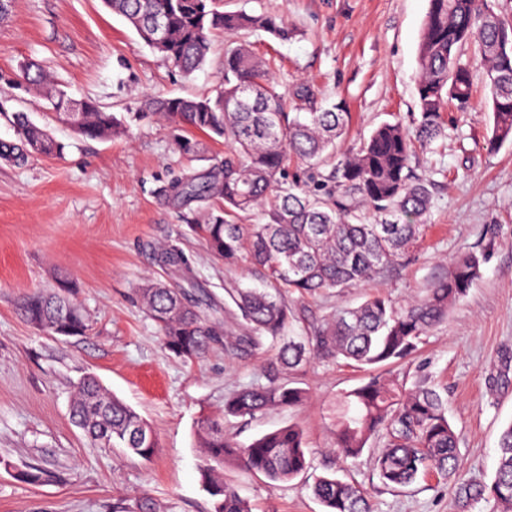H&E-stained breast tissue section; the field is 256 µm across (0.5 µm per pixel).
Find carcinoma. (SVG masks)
I'll return each instance as SVG.
<instances>
[{"label": "carcinoma", "mask_w": 512, "mask_h": 512, "mask_svg": "<svg viewBox=\"0 0 512 512\" xmlns=\"http://www.w3.org/2000/svg\"><path fill=\"white\" fill-rule=\"evenodd\" d=\"M133 28L139 40L168 64L190 75L207 60L212 37L263 31L286 41L293 31L266 15L225 12L221 0H102ZM164 18L166 38L154 33ZM478 48L489 93L492 137L489 148L512 140V23L494 10L492 0H429L417 47V112L411 125L384 122L359 146L342 150L349 113L341 103L311 112H290L272 83L269 64L244 43L224 51V84L214 97H168L151 102L168 120L224 139V163L206 173L168 184L164 196L184 202L224 200V208L197 225L207 249L226 265L247 255L262 287H236L228 295L238 310L240 331L231 336L224 323L185 288L148 279L137 289L142 308L158 328L163 345L186 360L202 358L215 344L244 352L264 342L276 349L283 370L296 371L308 359L344 361L356 366L410 364L424 338L447 322L481 275L482 252L457 256L447 273L432 280L422 295L395 302L368 295L313 327L292 336L298 318L288 298L311 297L355 287L411 257L423 238L431 209L428 180L412 167L416 147L446 135L444 112L450 103L467 108L472 99L470 64L463 48ZM27 84L47 100L59 120L80 113L75 130L85 138L107 139L123 132L121 121L91 100H76L34 63L24 68ZM18 143L0 144V156L42 157L63 154L64 145L26 113L17 112ZM312 170L313 183L289 173L292 160ZM329 166L324 175L320 169ZM261 209L264 222L239 224L242 212ZM156 263L180 269L184 253L160 249ZM72 283L34 292L21 301V316L55 336H83L88 323L70 297ZM409 372L376 374L336 398L335 447L345 458L359 457L373 438L384 440L374 469L387 487H405L418 477L456 474L458 437L448 420V401L421 377L407 386ZM73 421L95 445L126 448L148 460L156 448L151 427L131 406L105 391L93 375L75 387ZM306 389L275 375L265 384L237 390L224 400V415L204 421L199 472L212 499V512H251L249 503L224 482V465L272 482H285L310 467V452L296 424L263 433L241 444L224 432V417L254 419L269 411L301 405ZM491 482L458 481L455 495L464 507L494 502L512 512V422L501 432ZM312 492L324 512H373L362 487L328 473L316 478Z\"/></svg>", "instance_id": "1"}]
</instances>
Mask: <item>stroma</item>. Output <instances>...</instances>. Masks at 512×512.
Masks as SVG:
<instances>
[{
	"label": "stroma",
	"mask_w": 512,
	"mask_h": 512,
	"mask_svg": "<svg viewBox=\"0 0 512 512\" xmlns=\"http://www.w3.org/2000/svg\"><path fill=\"white\" fill-rule=\"evenodd\" d=\"M223 9L288 22L295 35L286 41L262 31L237 38L270 61L278 92L304 83L316 99L341 102L351 142L415 111L428 0H223ZM227 42L216 36L203 68L187 78L100 0H13L0 23V143L15 141L12 116L25 112L64 145L58 158L0 160V512H137L146 498L156 512H211L198 471L200 423L223 411L225 396L262 380L276 351L266 343L233 354L219 344L199 362L176 357L133 294L154 277L204 289L220 304L227 289L256 282L248 259L224 265L193 230L204 212L222 209V200L185 203L159 194L221 163L223 142L148 108L156 96L216 95ZM31 59L75 99L91 98L115 113L124 135L91 141L58 123L28 91L21 67ZM484 106L480 91L468 111L448 107L447 137L416 153L413 167L431 181L433 200L411 258L376 280L291 305L301 313L294 332L303 335L336 307L357 305L368 294L419 295L458 253L485 251L481 279L426 338L417 361L448 398L460 475L488 483L500 434L512 423V142L489 148ZM184 137L201 143L200 156L179 150ZM161 245L179 248L189 272L156 265L153 252ZM62 275L73 280L72 298L88 319L84 336L47 335L18 312L25 294L56 289ZM87 373L151 425V459L90 444L72 423L73 385ZM368 377L351 365L312 360L289 375L309 393L303 405L246 423L225 420V432L242 443L298 424L311 450L308 473L284 483L225 466V481L252 512H323L310 486L329 472L366 489L375 512H462L438 476L384 487L371 463L380 440L358 458H339L332 405ZM31 467L44 471L41 482L21 480Z\"/></svg>",
	"instance_id": "1"
}]
</instances>
